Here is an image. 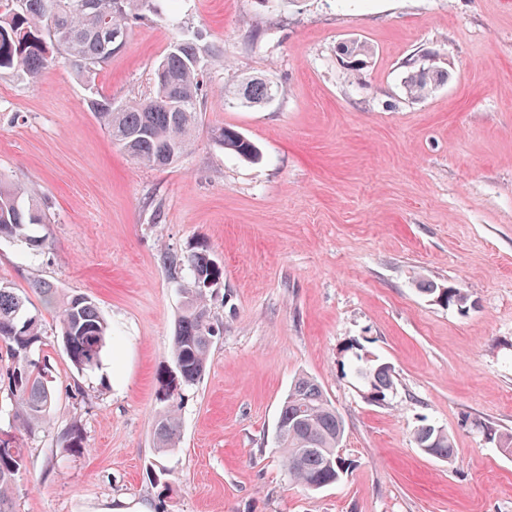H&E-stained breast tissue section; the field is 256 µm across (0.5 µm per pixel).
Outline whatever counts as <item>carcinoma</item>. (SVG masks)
Masks as SVG:
<instances>
[{
    "mask_svg": "<svg viewBox=\"0 0 512 512\" xmlns=\"http://www.w3.org/2000/svg\"><path fill=\"white\" fill-rule=\"evenodd\" d=\"M152 0H0V72L20 80L35 81L55 62L43 44H56L53 52L67 59L80 73H88L118 52L107 33L129 38L130 22L148 11ZM342 54L363 63L369 47L352 40L341 47ZM215 48L198 40L182 39L171 45L159 63L165 81L155 80L153 96L116 105L104 98L94 101L93 109L107 130L112 143L148 168H166L180 160L192 146L199 124L200 96L205 58ZM447 70L431 63L411 69L404 81L407 95L420 98L447 81ZM237 95L246 104H263L276 95L274 86L262 79H251L238 90L224 86V97ZM224 152L244 160H255L258 148L242 133L228 126L213 130ZM33 192L0 177V239L21 238L33 248H44L46 239L33 234V227L47 224ZM163 264L174 273L189 272L190 282L181 285L183 302L177 318L171 353L182 383L197 384L206 371L210 346L220 327L213 321L207 292L194 284L214 283L216 267L203 251L162 255ZM423 292L437 295L445 304L463 305L467 297L457 288H439L421 283ZM46 302L58 308L61 342L72 366L81 373H94L103 367L108 324L95 303L86 296L59 299L57 287L48 282L34 284ZM42 344L39 319L30 313L28 300L8 285L0 284V361H7L5 377L17 407L15 426L31 431L43 423L55 401L51 369L47 363L30 357ZM353 375H364L366 391L387 398L393 390V375L377 361L364 362L354 355ZM277 423L281 426L283 458L290 478L313 490L340 481L353 467L346 456L336 455L343 446L345 426L328 401L321 385L302 375L295 379L285 397ZM415 434L417 447L424 453L446 460L454 456V441L446 432L433 430L425 448ZM180 419L173 410L161 413L154 423V439L159 449L176 446ZM24 462L21 450L0 439V512H15L11 487Z\"/></svg>",
    "mask_w": 512,
    "mask_h": 512,
    "instance_id": "obj_1",
    "label": "carcinoma"
}]
</instances>
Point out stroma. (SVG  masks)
<instances>
[{"label":"stroma","instance_id":"obj_1","mask_svg":"<svg viewBox=\"0 0 512 512\" xmlns=\"http://www.w3.org/2000/svg\"><path fill=\"white\" fill-rule=\"evenodd\" d=\"M119 53L92 73L64 60L33 82L0 75V175L34 187L48 245L0 240V283L40 319L33 357L52 370L44 428L0 434L23 448L16 512H512V0H155ZM219 46L194 144L165 169L113 145L91 106L153 94L171 44ZM357 39L371 51L352 67ZM432 55L447 82L413 99L407 63ZM272 82L262 106L228 104L226 83ZM230 126L248 162L211 138ZM159 203L160 217L151 205ZM207 251L223 331L200 382L179 386L170 347L182 304L160 254ZM459 288L446 305L420 280ZM83 295L110 328L102 370L79 374L36 282ZM393 370L368 402L343 350ZM314 377L345 425L348 476L313 491L274 446L294 379ZM179 386L169 395L170 386ZM177 447L156 448L168 406ZM78 426L84 448H63ZM450 434L456 454L423 453L415 432ZM212 134L222 146L224 152L244 160H255L259 156L258 148L242 133L228 126L212 130Z\"/></svg>","mask_w":512,"mask_h":512}]
</instances>
